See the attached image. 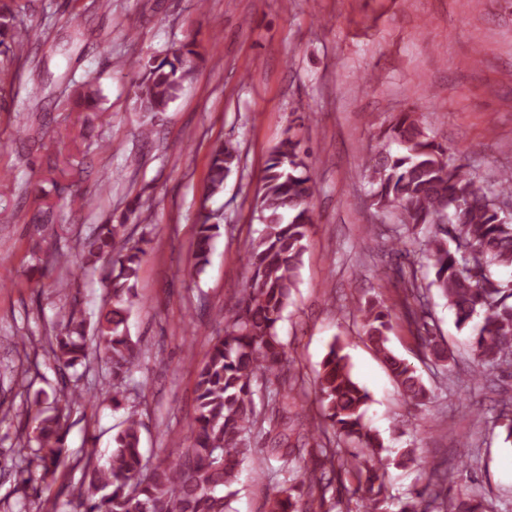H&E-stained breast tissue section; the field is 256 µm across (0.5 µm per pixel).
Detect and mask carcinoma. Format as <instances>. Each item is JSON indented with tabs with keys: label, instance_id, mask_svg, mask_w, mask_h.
<instances>
[{
	"label": "carcinoma",
	"instance_id": "obj_1",
	"mask_svg": "<svg viewBox=\"0 0 512 512\" xmlns=\"http://www.w3.org/2000/svg\"><path fill=\"white\" fill-rule=\"evenodd\" d=\"M15 6L0 8V52L17 50L21 34L15 23ZM204 54L193 41L172 46L161 59H135L129 68L144 70L140 109L147 114L167 110L183 84L191 80ZM98 90L84 83L77 103L92 108ZM239 147L224 142L213 150L204 187L208 200L224 192L227 179L240 164ZM355 176L371 185L372 205L394 209L398 223L387 228L394 253L408 260L409 272L399 273L403 316L415 326L425 358L445 367L448 348L434 336L428 304L435 288L454 311L459 329L482 319L471 340L473 366L468 377L452 384H476L496 370L512 368V282H504L493 268L512 269V170L502 171L486 185L473 177L447 146L428 133L411 110L393 118L382 133V145L357 168ZM318 186L311 174L310 152L290 126L271 149L255 197V212L262 225L240 260L248 277L240 293L226 308L224 335L211 344L195 371L196 411L190 444L174 463L152 468L143 453L138 409L132 407L112 437V452L101 461L89 452L69 461L65 448L62 413H37L33 432L23 428L17 441L30 449L18 466L25 488L54 479L56 471L73 463L82 471L75 485L61 489L70 512H230L238 495L235 488L241 465L258 434L268 441L278 469L261 471L270 480L288 472L292 460L314 443L313 468L293 484H274L268 512H300L301 494L324 505L326 477H336L347 495L358 496L359 512H383L387 500L386 477L390 465L417 462L416 449L399 457L386 455L380 438L363 421L368 392L352 377L343 346L335 341L324 355L315 381L317 414L306 419L305 433L294 434L291 409L306 396L290 371L288 346L278 333L279 322L296 287L309 227L316 223L312 200ZM189 273L199 275L209 263L214 239L220 235L218 214L201 206ZM430 229L416 251L408 249L406 233ZM151 239L134 237L127 224H100L79 241L81 267L108 269L104 278L106 299L96 323L73 304L52 335L45 351L61 372L64 404L83 405L96 399L91 388L71 380L67 369L87 357L94 344L109 375L108 400L122 408L128 380L139 365L141 350L130 334L128 319L138 301L137 281ZM45 265L61 271L58 292L70 287L73 262L50 254ZM364 338L374 347L401 389L404 398L420 404L429 390L412 363L389 348L392 329L388 309L367 304L357 308ZM265 392L266 411L256 409L255 395ZM493 424L512 437V396L501 400ZM354 474L358 487H346L344 474ZM429 483L414 490L401 512H487L481 499L451 495L448 468H429Z\"/></svg>",
	"mask_w": 512,
	"mask_h": 512
}]
</instances>
